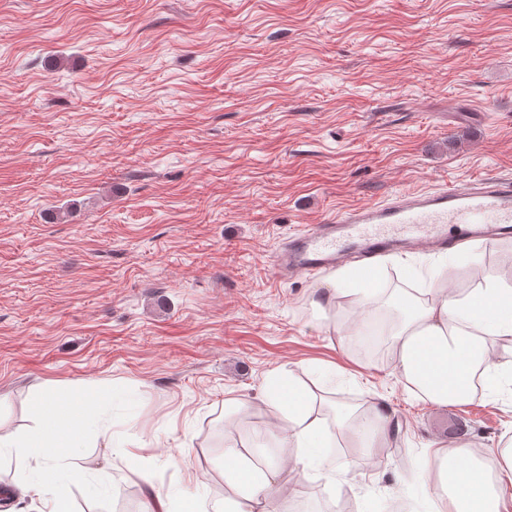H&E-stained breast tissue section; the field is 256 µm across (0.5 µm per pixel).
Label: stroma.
I'll use <instances>...</instances> for the list:
<instances>
[{
    "mask_svg": "<svg viewBox=\"0 0 512 512\" xmlns=\"http://www.w3.org/2000/svg\"><path fill=\"white\" fill-rule=\"evenodd\" d=\"M489 177L512 179V0H0V437L33 427L39 391L124 386L138 405L87 467L119 498L210 507L225 400L275 438L262 388L289 371L328 406L385 397L399 425L385 455L340 447L294 495L407 512L435 442L512 437V393L417 399L391 351L358 358L336 332L356 309L313 307L326 274L282 281L273 258L341 207ZM507 248L383 257L373 286L496 278ZM21 467L0 468V512H44Z\"/></svg>",
    "mask_w": 512,
    "mask_h": 512,
    "instance_id": "1",
    "label": "stroma"
}]
</instances>
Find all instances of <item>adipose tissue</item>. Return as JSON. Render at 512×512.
Returning a JSON list of instances; mask_svg holds the SVG:
<instances>
[{"instance_id": "1", "label": "adipose tissue", "mask_w": 512, "mask_h": 512, "mask_svg": "<svg viewBox=\"0 0 512 512\" xmlns=\"http://www.w3.org/2000/svg\"><path fill=\"white\" fill-rule=\"evenodd\" d=\"M401 307L404 319L389 336L401 379L416 396L437 406L461 403L473 396L476 381L495 382L501 370L512 372V359L492 362L487 350L489 338L512 337L511 282L488 279L464 295L430 288L422 299L403 295ZM266 394L280 408L277 457L258 467L238 451H225V496L215 512H267V503L283 489L285 474L326 469L323 450L333 429L344 430L368 451L393 442V418L385 402L358 417L349 410L337 412L331 429L320 415V400L292 375L271 374ZM427 476L440 500L437 512H512L495 487L499 481L512 483L511 447L489 450L479 459L465 448L439 442Z\"/></svg>"}]
</instances>
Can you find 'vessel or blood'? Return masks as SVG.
<instances>
[{"label":"vessel or blood","mask_w":512,"mask_h":512,"mask_svg":"<svg viewBox=\"0 0 512 512\" xmlns=\"http://www.w3.org/2000/svg\"><path fill=\"white\" fill-rule=\"evenodd\" d=\"M450 224L458 225L463 242L500 235L512 225V179L485 178L343 207L286 238L274 256L275 273L283 280L310 275L354 254L373 261L418 246L444 251Z\"/></svg>","instance_id":"obj_1"}]
</instances>
